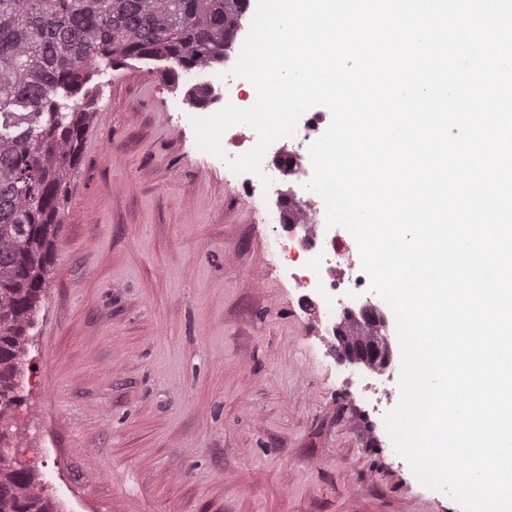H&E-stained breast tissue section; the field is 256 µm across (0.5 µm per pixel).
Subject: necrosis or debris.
Returning a JSON list of instances; mask_svg holds the SVG:
<instances>
[{"label": "necrosis or debris", "instance_id": "obj_1", "mask_svg": "<svg viewBox=\"0 0 512 512\" xmlns=\"http://www.w3.org/2000/svg\"><path fill=\"white\" fill-rule=\"evenodd\" d=\"M235 57L224 61L226 73L219 81H212V65L197 69L194 79L197 87L206 93L207 104L221 102L240 104L241 80L231 76ZM330 124L328 113L307 110L300 118L293 142L288 151L289 174L280 177L271 171L269 158L277 154L280 144H272L268 156L261 161V174H269L272 184H286L293 207L289 216H276L279 229L275 235V251L281 265L304 303L313 322H320L321 310L330 311L346 306L378 304L383 314H390L388 304L377 303L370 289V279L361 267L359 249L349 231L327 223L325 203L310 192L306 181L313 170L309 146ZM261 174L243 172L239 175L243 194H254Z\"/></svg>", "mask_w": 512, "mask_h": 512}]
</instances>
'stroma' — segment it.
Masks as SVG:
<instances>
[{"mask_svg": "<svg viewBox=\"0 0 512 512\" xmlns=\"http://www.w3.org/2000/svg\"><path fill=\"white\" fill-rule=\"evenodd\" d=\"M94 78L36 312L23 461L62 512H463L355 397L182 78Z\"/></svg>", "mask_w": 512, "mask_h": 512, "instance_id": "stroma-1", "label": "stroma"}]
</instances>
